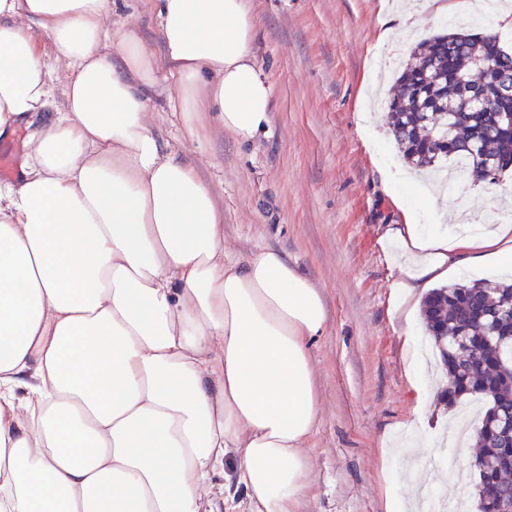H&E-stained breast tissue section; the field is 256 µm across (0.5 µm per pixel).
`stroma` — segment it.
I'll list each match as a JSON object with an SVG mask.
<instances>
[{
  "mask_svg": "<svg viewBox=\"0 0 512 512\" xmlns=\"http://www.w3.org/2000/svg\"><path fill=\"white\" fill-rule=\"evenodd\" d=\"M472 0H447L435 13L428 0H249L257 19L255 53L273 85L268 131L250 143L210 128L184 138L168 105L173 91L160 79L147 101L154 133L190 161L224 216V245L233 259L262 249L285 254L320 289L329 316L325 336L311 346L321 417L309 443L314 485L301 512H386L387 499L433 496L466 512L478 497L474 452L450 454L439 437L456 442L454 408L417 407L423 384L447 378L415 301H403L384 234L412 212L428 229L455 232L447 213L462 202L468 181L430 210L423 186L405 187L408 169L389 133L386 102L395 70L378 73L375 58L389 52L379 33L412 13L402 56L446 28L494 31L512 46V31L494 17L471 13ZM113 22L131 24L145 48L162 50L149 0H119ZM430 455L411 457L416 438Z\"/></svg>",
  "mask_w": 512,
  "mask_h": 512,
  "instance_id": "35a3bbf8",
  "label": "stroma"
}]
</instances>
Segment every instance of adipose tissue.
<instances>
[{"label": "adipose tissue", "instance_id": "ef3b65f1", "mask_svg": "<svg viewBox=\"0 0 512 512\" xmlns=\"http://www.w3.org/2000/svg\"><path fill=\"white\" fill-rule=\"evenodd\" d=\"M164 47L113 0H0V512H300L320 419L319 289L283 253L226 257L196 168L152 131L159 78L186 137L267 131L248 0H151ZM51 44L68 75L51 110ZM400 288L512 260V224L389 226Z\"/></svg>", "mask_w": 512, "mask_h": 512}]
</instances>
